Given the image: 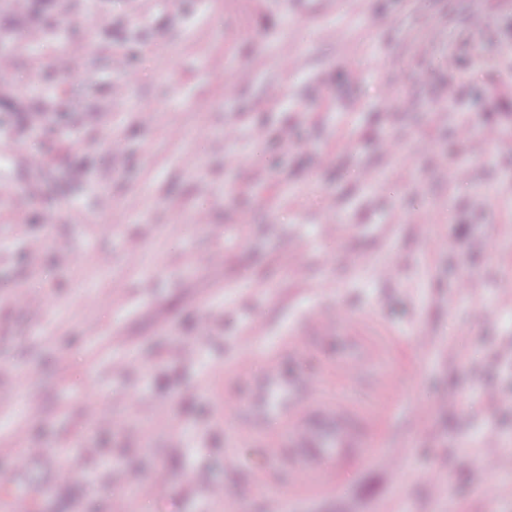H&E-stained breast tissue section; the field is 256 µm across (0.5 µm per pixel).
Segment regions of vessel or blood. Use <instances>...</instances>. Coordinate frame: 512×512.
<instances>
[{"instance_id": "1", "label": "vessel or blood", "mask_w": 512, "mask_h": 512, "mask_svg": "<svg viewBox=\"0 0 512 512\" xmlns=\"http://www.w3.org/2000/svg\"><path fill=\"white\" fill-rule=\"evenodd\" d=\"M306 327L323 339L331 340L346 329L372 333L369 318L351 317L344 311L308 315ZM370 361L360 344L345 346L343 369L346 378H354ZM246 406L257 420L272 427L288 430L286 448L291 462L290 482L305 486L330 475L331 459H343L364 447L352 421L358 409L339 398L322 396L312 375L301 371L270 368L257 380Z\"/></svg>"}]
</instances>
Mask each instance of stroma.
Wrapping results in <instances>:
<instances>
[{
  "instance_id": "1",
  "label": "stroma",
  "mask_w": 512,
  "mask_h": 512,
  "mask_svg": "<svg viewBox=\"0 0 512 512\" xmlns=\"http://www.w3.org/2000/svg\"><path fill=\"white\" fill-rule=\"evenodd\" d=\"M0 58L16 512H512V0H0ZM337 309L380 329L351 383L287 342ZM278 363L379 431L311 490L243 406Z\"/></svg>"
}]
</instances>
